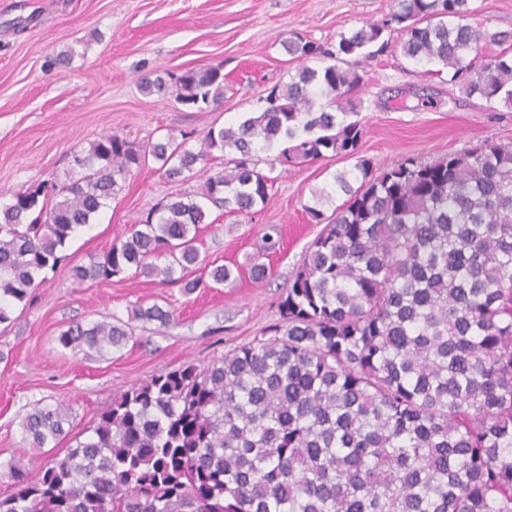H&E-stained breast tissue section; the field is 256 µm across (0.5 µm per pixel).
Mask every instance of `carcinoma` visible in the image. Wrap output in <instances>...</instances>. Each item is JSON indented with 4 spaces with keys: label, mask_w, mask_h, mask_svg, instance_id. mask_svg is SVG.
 Listing matches in <instances>:
<instances>
[{
    "label": "carcinoma",
    "mask_w": 512,
    "mask_h": 512,
    "mask_svg": "<svg viewBox=\"0 0 512 512\" xmlns=\"http://www.w3.org/2000/svg\"><path fill=\"white\" fill-rule=\"evenodd\" d=\"M469 2L392 0L388 22L335 43L296 32L295 73L239 124L210 128L197 147L172 134L105 135L73 155L67 182H35L0 208L3 324L151 160L170 179L203 180L73 267L77 283L129 273L191 292L211 210L248 216L270 199L259 153L276 149L284 165L356 159L352 177L334 176L346 199L331 215L307 207L323 228L275 322L205 368L129 388L38 479L10 466L15 491L0 512H512V144L408 157L376 174L359 155L363 127L346 121L362 65L388 50L392 23L405 56L447 69L488 111L512 109V33L472 25ZM490 45L501 50L487 55ZM139 87L202 112L224 99V73L190 69L170 87L145 74ZM217 159L224 169L208 174ZM276 246L265 234L254 282L266 281L260 258ZM208 276L218 288L232 270L213 265ZM171 317L138 306L126 321L75 323L58 342L103 357L132 338L131 322ZM70 417L64 404L34 407L22 421L30 447L57 440Z\"/></svg>",
    "instance_id": "cac0c4a2"
}]
</instances>
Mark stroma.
Instances as JSON below:
<instances>
[{"label": "stroma", "mask_w": 512, "mask_h": 512, "mask_svg": "<svg viewBox=\"0 0 512 512\" xmlns=\"http://www.w3.org/2000/svg\"><path fill=\"white\" fill-rule=\"evenodd\" d=\"M390 6L391 0H0V206L33 181L65 182L74 153L107 133L134 142L183 134L198 143L210 127L260 110L266 88L293 73L291 33L335 41L383 21ZM63 51L70 65H54ZM216 64L224 67V100L206 112L168 94H144L138 85L146 73L168 80ZM352 101L365 129L360 153L378 170L409 156L430 162L484 142H512L511 110L482 111L447 73L404 56L396 40L366 62ZM275 157L263 155L275 179L263 210H214L200 227L202 257L233 271L223 287L186 294L144 277L81 284L72 278L73 266L89 264L159 200L200 182L169 180L152 162L128 177L94 223L73 236L32 300L0 324V496L13 491L8 463L37 478L41 462L88 436L100 412L131 386L185 364L206 367L277 320V300L321 230L305 207L314 190L354 162L329 157L281 165ZM272 226L280 248L265 257L270 274L258 284L247 260ZM155 304L172 311L169 324L134 322L132 338L111 359L89 360L57 341L74 323L124 319L134 307ZM56 403L71 409L68 434L30 448L25 414Z\"/></svg>", "instance_id": "obj_1"}]
</instances>
